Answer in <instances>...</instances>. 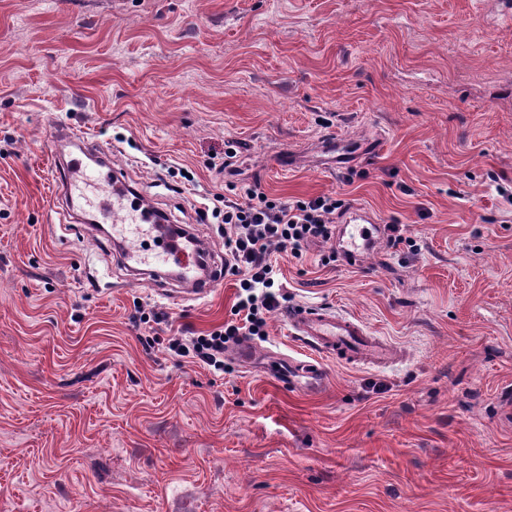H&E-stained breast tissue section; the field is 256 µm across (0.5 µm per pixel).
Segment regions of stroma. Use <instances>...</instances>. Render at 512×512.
Wrapping results in <instances>:
<instances>
[{"instance_id": "stroma-1", "label": "stroma", "mask_w": 512, "mask_h": 512, "mask_svg": "<svg viewBox=\"0 0 512 512\" xmlns=\"http://www.w3.org/2000/svg\"><path fill=\"white\" fill-rule=\"evenodd\" d=\"M86 132L171 224L260 184L341 195L412 245L320 265L276 254L288 307L362 320L404 351L309 361L281 312L216 375L144 348L223 326L233 277L194 297L136 279L69 215L54 127ZM361 154L333 165L322 137ZM237 141L233 171L209 165ZM284 149L300 161L284 168ZM512 0H0V512H512Z\"/></svg>"}]
</instances>
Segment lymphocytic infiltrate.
I'll return each mask as SVG.
<instances>
[{
	"label": "lymphocytic infiltrate",
	"mask_w": 512,
	"mask_h": 512,
	"mask_svg": "<svg viewBox=\"0 0 512 512\" xmlns=\"http://www.w3.org/2000/svg\"><path fill=\"white\" fill-rule=\"evenodd\" d=\"M348 201L332 195L281 201L258 186L245 189L240 200L224 203V271L237 279L233 317L223 328L199 336H170L166 347L180 358L226 373L229 344L242 335H265L272 313L285 295L278 289L273 255L290 251L302 256L309 244L336 235L334 216L343 215Z\"/></svg>",
	"instance_id": "lymphocytic-infiltrate-1"
}]
</instances>
